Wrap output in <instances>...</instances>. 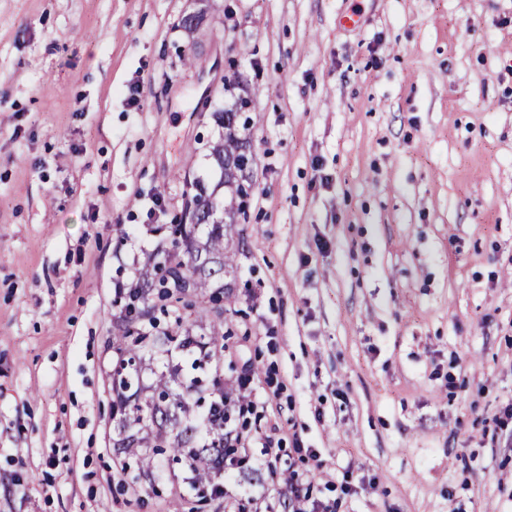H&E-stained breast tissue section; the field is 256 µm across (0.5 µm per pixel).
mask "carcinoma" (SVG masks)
<instances>
[{"label": "carcinoma", "instance_id": "obj_1", "mask_svg": "<svg viewBox=\"0 0 512 512\" xmlns=\"http://www.w3.org/2000/svg\"><path fill=\"white\" fill-rule=\"evenodd\" d=\"M248 101L238 98L230 111L214 113L224 126V140L212 147L221 171L218 186L226 196L217 199L215 190L201 181L191 183V205L180 221L169 227L171 249L143 254L138 276L127 285L134 308L125 313L112 336L121 359L112 374L115 407L120 414L113 447L122 450L136 464L138 477L151 482L150 458L142 448L169 451L176 461L193 468V491L209 482L211 473L224 465V418L226 409L217 398L224 397V379L217 369L224 367V309L216 308L217 320L209 333L195 335L182 310L192 299L204 298L209 290L224 289V274L234 272L233 258L226 251L236 233L242 204L248 196L254 158L250 142L251 117H241ZM161 310L173 321L158 329L143 317ZM178 349L193 357L191 369L210 376V384L194 375L182 374L179 364H163L154 372L152 395L140 403L141 386L137 363L147 352L169 354Z\"/></svg>", "mask_w": 512, "mask_h": 512}]
</instances>
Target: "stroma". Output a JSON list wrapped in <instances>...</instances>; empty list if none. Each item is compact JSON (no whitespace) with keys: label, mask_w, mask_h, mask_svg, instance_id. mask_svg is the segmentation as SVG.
<instances>
[{"label":"stroma","mask_w":512,"mask_h":512,"mask_svg":"<svg viewBox=\"0 0 512 512\" xmlns=\"http://www.w3.org/2000/svg\"><path fill=\"white\" fill-rule=\"evenodd\" d=\"M240 96L251 442L205 512H280L298 446L334 512H512V0H0V512H196L112 445L115 297Z\"/></svg>","instance_id":"obj_1"}]
</instances>
